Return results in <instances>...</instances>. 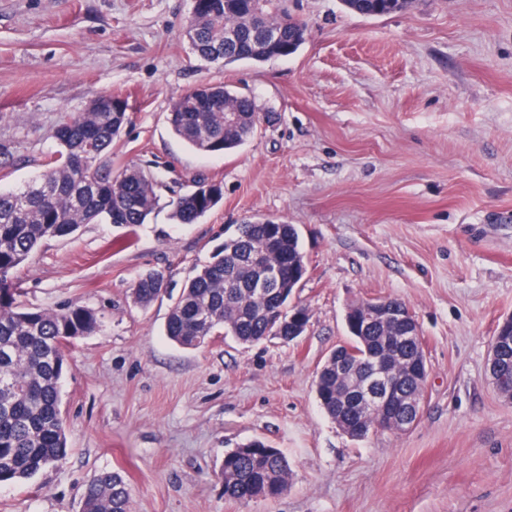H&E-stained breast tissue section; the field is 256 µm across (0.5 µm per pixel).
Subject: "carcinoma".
<instances>
[{
    "label": "carcinoma",
    "instance_id": "1",
    "mask_svg": "<svg viewBox=\"0 0 512 512\" xmlns=\"http://www.w3.org/2000/svg\"><path fill=\"white\" fill-rule=\"evenodd\" d=\"M185 33L191 50L215 64L249 60L266 62L291 55L305 42L307 25L288 13L286 0H197ZM347 9L376 17L404 13L411 0H343ZM283 22L279 38L261 40L265 24ZM237 31L225 42V32ZM236 112V124L224 128V96ZM93 107L69 113L58 123L55 139L62 148L47 162L37 178L12 190H0V485L28 481L62 465L68 455L66 423L61 413V370L54 360L67 361L66 345L94 333L100 318L72 302L58 309H31L19 301L16 271L27 264L40 244L49 238L74 236L85 224L108 223L133 229L148 221L159 202L155 174L139 167L115 173L108 149L128 122V98L98 93ZM168 123L176 136L202 153H222L253 139L261 123L254 99L221 84H204L177 97L170 106ZM224 197V186L200 180L196 189L179 196L171 219L176 224H196ZM276 243L283 264L280 275L261 289L262 272L246 256ZM308 273L300 234L295 224H239L224 236L209 261L183 285L165 323V335L176 344L197 349L224 330L241 344H257L268 336L288 342L298 321H288L295 311L291 299ZM168 292L164 276L150 272L132 287L134 304L145 308ZM283 317L272 322L269 309ZM354 315L345 314L352 358L362 363L368 352L380 350L397 331L377 322L363 335L353 332ZM421 381L400 373L399 391L414 395ZM323 411L343 432L360 423L370 434L365 415L345 410L350 386L336 380V368L324 366L315 381ZM224 498L248 504L257 497L274 499L288 489L290 467L279 450L253 440L224 452L221 464ZM83 512H130V490L117 472L93 474L85 485Z\"/></svg>",
    "mask_w": 512,
    "mask_h": 512
}]
</instances>
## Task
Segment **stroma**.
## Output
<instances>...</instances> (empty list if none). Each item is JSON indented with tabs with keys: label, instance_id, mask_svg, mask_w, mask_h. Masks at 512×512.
<instances>
[{
	"label": "stroma",
	"instance_id": "35a3bbf8",
	"mask_svg": "<svg viewBox=\"0 0 512 512\" xmlns=\"http://www.w3.org/2000/svg\"><path fill=\"white\" fill-rule=\"evenodd\" d=\"M309 26L263 63H206L184 33L192 0H0V189L42 174L62 115L102 91L129 96L112 165L165 184L131 245L88 224L44 241L20 270L26 307L76 302L100 316L68 346L60 467L0 487V512H82L88 478L117 471L130 512H512V402L492 388L490 342L512 315V0H414L366 17L342 0H288ZM202 83L250 93L257 136L200 153L168 126ZM224 185L198 223L170 202L194 180ZM297 225L308 275L297 342L164 332L171 297L238 224ZM164 275L147 308L131 288ZM414 314L428 363L417 425L354 439L319 407L314 380L349 336L356 302ZM277 448L291 479L274 500L225 499L227 449Z\"/></svg>",
	"mask_w": 512,
	"mask_h": 512
}]
</instances>
